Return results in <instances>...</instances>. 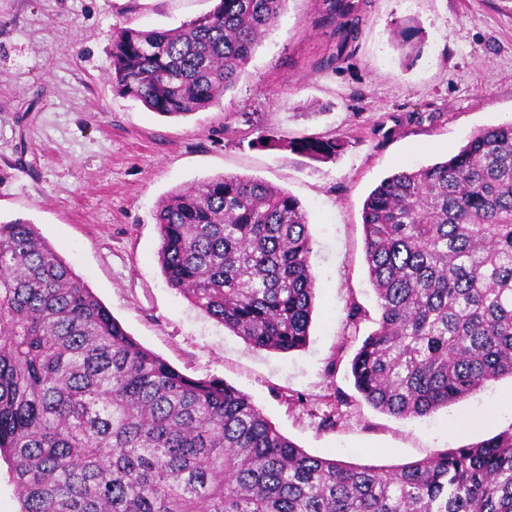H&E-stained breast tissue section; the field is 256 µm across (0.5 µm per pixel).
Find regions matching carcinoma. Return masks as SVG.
Masks as SVG:
<instances>
[{"label":"carcinoma","mask_w":512,"mask_h":512,"mask_svg":"<svg viewBox=\"0 0 512 512\" xmlns=\"http://www.w3.org/2000/svg\"><path fill=\"white\" fill-rule=\"evenodd\" d=\"M324 2L344 64L355 2ZM285 4L216 0L176 28L119 27L112 88L162 116L208 108ZM287 146L318 159L342 144ZM155 220L170 288L255 349L306 344L315 278L294 196L221 175L169 192ZM362 223L380 313L351 360L362 399L424 417L512 378V121L384 179ZM0 458L20 512H512V428L398 466L313 456L247 395L131 338L22 219L0 222Z\"/></svg>","instance_id":"cac0c4a2"}]
</instances>
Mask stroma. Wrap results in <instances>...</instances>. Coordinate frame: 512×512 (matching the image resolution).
<instances>
[{
	"label": "stroma",
	"instance_id": "1",
	"mask_svg": "<svg viewBox=\"0 0 512 512\" xmlns=\"http://www.w3.org/2000/svg\"><path fill=\"white\" fill-rule=\"evenodd\" d=\"M213 6L0 0V220L34 224L139 344L247 394L309 454L400 465L511 429L510 378L402 420L362 400L349 367L379 317L363 203L391 174L512 119V0H372L339 69L327 64L336 35L323 0H287L216 105L172 119L113 92L114 26L174 28ZM268 134L284 147L255 146ZM308 135L343 147L325 160L287 148ZM218 175L284 189L307 213L316 284L301 349H254L166 284L157 205Z\"/></svg>",
	"mask_w": 512,
	"mask_h": 512
}]
</instances>
